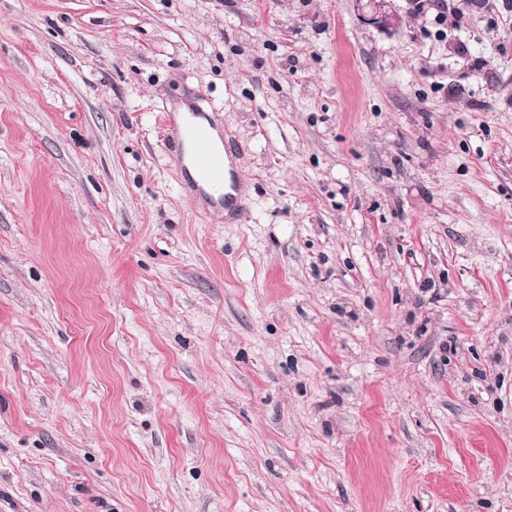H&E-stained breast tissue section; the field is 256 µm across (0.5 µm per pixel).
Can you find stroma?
<instances>
[{"instance_id":"1","label":"stroma","mask_w":512,"mask_h":512,"mask_svg":"<svg viewBox=\"0 0 512 512\" xmlns=\"http://www.w3.org/2000/svg\"><path fill=\"white\" fill-rule=\"evenodd\" d=\"M394 6L0 0V512H512V0ZM357 8L369 25L391 31L399 24V15L392 0H355ZM208 137L212 147L223 151L214 150L204 139V135L195 134L192 130L188 137L195 141L190 161L200 176L206 180V184L213 181L225 182L227 174L232 178L234 171V154L229 145H223L219 131L209 125L208 122L197 119ZM224 182L217 185H209L207 191L210 195L217 197L224 193Z\"/></svg>"}]
</instances>
